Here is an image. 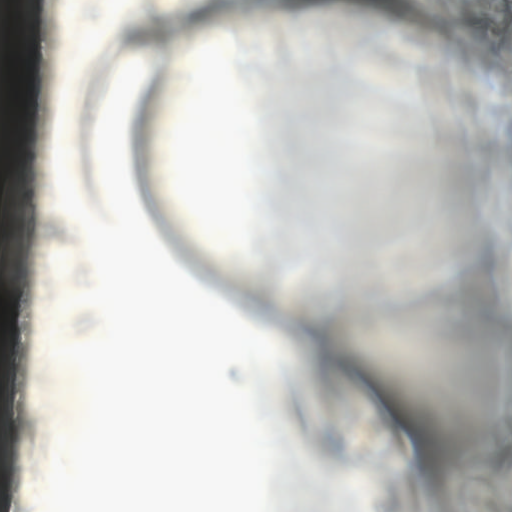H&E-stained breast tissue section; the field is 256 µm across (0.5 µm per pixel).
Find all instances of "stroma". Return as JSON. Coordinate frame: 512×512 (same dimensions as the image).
<instances>
[{"mask_svg": "<svg viewBox=\"0 0 512 512\" xmlns=\"http://www.w3.org/2000/svg\"><path fill=\"white\" fill-rule=\"evenodd\" d=\"M33 57L25 138L0 173V287L17 316L0 344V512H44L47 468L73 435L71 364L57 346L100 330L90 309L66 307L93 279L86 244L118 241L124 226L99 181L102 131L117 128L113 81L142 51L188 46L220 58L226 84L249 97L254 73L267 91L238 134L265 138L239 196L240 230L204 239L179 189L181 164L159 144L167 112L201 94L195 74L160 68L126 131L130 174L151 188V231L211 293L245 309L284 306L294 320L326 325L332 364L301 376L310 347L292 323L251 326L269 355L296 371L272 379L249 365L250 421L281 450L255 485L257 512H512L500 483L512 469V0H206L191 18L177 0H22ZM153 14L134 36L106 20L132 8ZM391 10L395 29L375 18ZM305 12L302 29L272 27L271 13ZM230 35L228 46L214 32ZM416 74L431 127L446 149V176L425 180V136L403 94ZM308 91L272 107L282 79ZM381 116L346 140L356 116L340 98ZM67 130L79 157L75 180H54L47 141ZM494 215L482 223L481 211ZM481 237L498 248L492 265L473 254ZM248 250L254 265L239 261ZM460 258L447 281L432 272ZM387 271L371 272L374 255ZM410 344L384 360L362 339L381 331ZM496 413V452L468 454L474 403ZM459 415L455 438L435 432L440 404ZM364 459L362 485L338 464L337 441ZM447 445L420 484L397 462L407 444Z\"/></svg>", "mask_w": 512, "mask_h": 512, "instance_id": "obj_1", "label": "stroma"}]
</instances>
